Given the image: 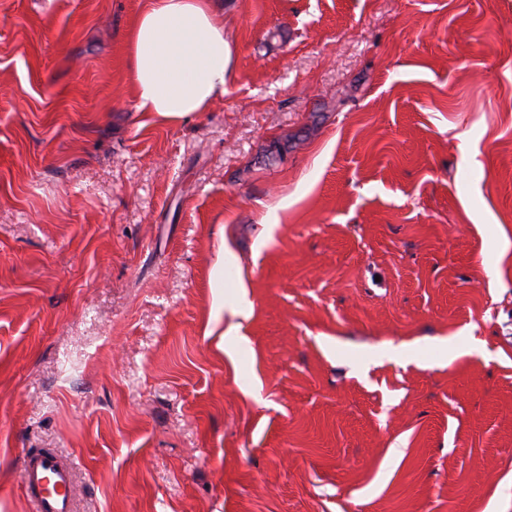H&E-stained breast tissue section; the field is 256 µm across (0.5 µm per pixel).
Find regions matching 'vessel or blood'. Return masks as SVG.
<instances>
[{
  "label": "vessel or blood",
  "mask_w": 512,
  "mask_h": 512,
  "mask_svg": "<svg viewBox=\"0 0 512 512\" xmlns=\"http://www.w3.org/2000/svg\"><path fill=\"white\" fill-rule=\"evenodd\" d=\"M23 485L35 512H76L73 468L57 453L29 455L23 464Z\"/></svg>",
  "instance_id": "vessel-or-blood-1"
}]
</instances>
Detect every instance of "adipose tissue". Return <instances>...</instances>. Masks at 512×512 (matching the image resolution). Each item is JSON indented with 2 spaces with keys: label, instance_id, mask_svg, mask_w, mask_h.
<instances>
[{
  "label": "adipose tissue",
  "instance_id": "obj_1",
  "mask_svg": "<svg viewBox=\"0 0 512 512\" xmlns=\"http://www.w3.org/2000/svg\"><path fill=\"white\" fill-rule=\"evenodd\" d=\"M128 45L140 111L179 122L223 96L230 50L217 0H151L136 17Z\"/></svg>",
  "mask_w": 512,
  "mask_h": 512
}]
</instances>
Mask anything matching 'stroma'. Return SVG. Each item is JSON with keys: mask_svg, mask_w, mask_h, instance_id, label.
<instances>
[{"mask_svg": "<svg viewBox=\"0 0 512 512\" xmlns=\"http://www.w3.org/2000/svg\"><path fill=\"white\" fill-rule=\"evenodd\" d=\"M146 2L0 0V512H512V0H222L179 123ZM217 0H152L128 33L138 109L168 122L204 112L224 95L230 57ZM23 485L35 512H75L73 468L53 451L29 455L23 464Z\"/></svg>", "mask_w": 512, "mask_h": 512, "instance_id": "stroma-1", "label": "stroma"}]
</instances>
